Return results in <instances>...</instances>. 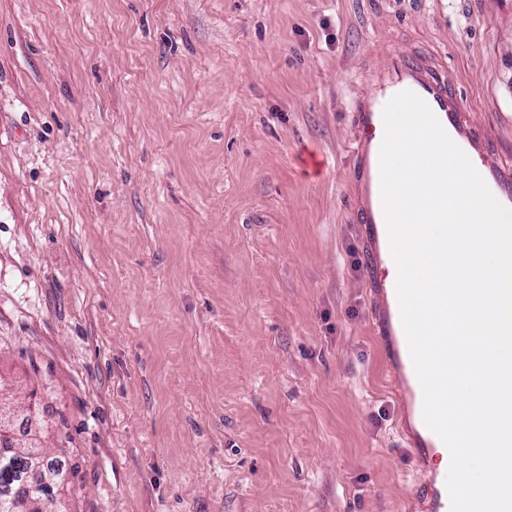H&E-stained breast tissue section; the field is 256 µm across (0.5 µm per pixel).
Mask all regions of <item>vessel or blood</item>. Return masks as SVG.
Wrapping results in <instances>:
<instances>
[{"mask_svg": "<svg viewBox=\"0 0 512 512\" xmlns=\"http://www.w3.org/2000/svg\"><path fill=\"white\" fill-rule=\"evenodd\" d=\"M372 88L356 97L350 108L351 125L355 131L352 146V207L359 233L369 247L367 275L369 287L383 299L388 322L379 324V335L394 334L399 338L397 355L402 374L412 387L420 382L415 372L405 336L401 328V308L396 283L389 281L384 257L391 252V239L381 198L380 148L384 130L383 110L396 94L410 90L430 106L451 139L477 161V170L496 199L512 208V166L496 162L489 133L463 114L459 104L448 92L443 75L436 67L415 57H398L374 65L370 71ZM422 512H450L446 477L430 471L425 482Z\"/></svg>", "mask_w": 512, "mask_h": 512, "instance_id": "1", "label": "vessel or blood"}]
</instances>
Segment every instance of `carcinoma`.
<instances>
[{"label": "carcinoma", "mask_w": 512, "mask_h": 512, "mask_svg": "<svg viewBox=\"0 0 512 512\" xmlns=\"http://www.w3.org/2000/svg\"><path fill=\"white\" fill-rule=\"evenodd\" d=\"M65 478L61 461L36 448L0 447V512H18L19 504L40 500L33 512H54L46 484L58 487Z\"/></svg>", "instance_id": "carcinoma-1"}]
</instances>
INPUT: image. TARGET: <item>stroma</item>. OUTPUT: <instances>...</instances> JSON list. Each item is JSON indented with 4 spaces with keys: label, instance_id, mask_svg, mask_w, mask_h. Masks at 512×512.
Here are the masks:
<instances>
[{
    "label": "stroma",
    "instance_id": "35a3bbf8",
    "mask_svg": "<svg viewBox=\"0 0 512 512\" xmlns=\"http://www.w3.org/2000/svg\"><path fill=\"white\" fill-rule=\"evenodd\" d=\"M428 56L512 159L507 0H0V384L67 512H412L352 97Z\"/></svg>",
    "mask_w": 512,
    "mask_h": 512
}]
</instances>
